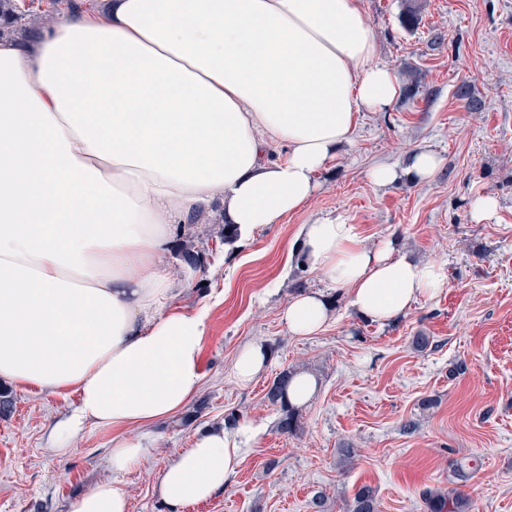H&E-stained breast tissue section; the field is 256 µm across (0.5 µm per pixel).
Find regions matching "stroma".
<instances>
[{
	"label": "stroma",
	"instance_id": "1",
	"mask_svg": "<svg viewBox=\"0 0 512 512\" xmlns=\"http://www.w3.org/2000/svg\"><path fill=\"white\" fill-rule=\"evenodd\" d=\"M363 4L379 61L400 81L392 108L360 114L302 211L235 249L211 219L196 242L193 278L184 277L181 255L162 259L175 304L210 307L203 385L194 403L150 429L147 459L122 476L128 512H167L154 492L160 472L231 413L261 428L259 442L224 492L181 512H312L318 492L328 512H345L362 484L376 490L380 512H423L426 487L463 490L474 512H512V0ZM410 6L418 17L411 28L402 19ZM463 84L481 111L458 98ZM423 150L442 160L432 179L370 180L372 168L406 166ZM479 194L498 200L481 223L469 211ZM321 216L356 225L365 246L392 239L401 255L443 263L445 287L387 324L361 318L346 290L298 269L289 252L300 226ZM309 290L325 294L331 318L316 335H292L281 310ZM420 332L431 340L422 351L413 345ZM256 339L269 346L271 363L243 387L231 365ZM287 369L312 376L317 390L302 406L300 430L284 435L264 394ZM13 396L12 412L0 416V512H70L74 496L111 479L112 433L85 430L56 453L48 431L76 407V395L17 388ZM345 442L359 456L342 470L336 450ZM471 459L478 471L461 478L458 464Z\"/></svg>",
	"mask_w": 512,
	"mask_h": 512
}]
</instances>
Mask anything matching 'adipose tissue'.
Instances as JSON below:
<instances>
[{
  "label": "adipose tissue",
  "instance_id": "ef3b65f1",
  "mask_svg": "<svg viewBox=\"0 0 512 512\" xmlns=\"http://www.w3.org/2000/svg\"><path fill=\"white\" fill-rule=\"evenodd\" d=\"M399 95L362 0H111L0 40V382L76 394L49 430L55 450L112 432L113 480L70 512H127L120 475L201 389L209 308L174 304L158 264L174 228L220 216L245 238L299 212L360 113ZM295 246L379 324L447 281L330 218L301 225ZM281 318L311 336L329 303L302 293ZM259 436L248 420L210 426L157 497L170 512L210 499Z\"/></svg>",
  "mask_w": 512,
  "mask_h": 512
}]
</instances>
